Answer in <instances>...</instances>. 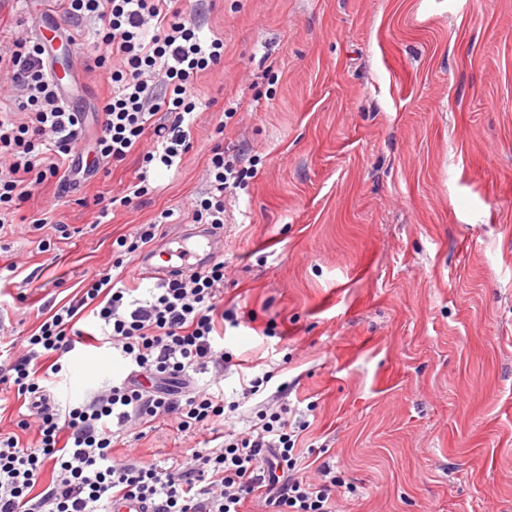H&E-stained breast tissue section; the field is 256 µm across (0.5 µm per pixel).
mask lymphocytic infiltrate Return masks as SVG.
I'll list each match as a JSON object with an SVG mask.
<instances>
[{
	"instance_id": "obj_1",
	"label": "lymphocytic infiltrate",
	"mask_w": 512,
	"mask_h": 512,
	"mask_svg": "<svg viewBox=\"0 0 512 512\" xmlns=\"http://www.w3.org/2000/svg\"><path fill=\"white\" fill-rule=\"evenodd\" d=\"M70 23L68 39L81 43L93 23L95 63L110 88L101 107L96 160L117 164L154 129L145 163L172 168L192 147L198 74L222 66L224 43L204 41L183 17L181 0H59ZM0 224L13 223L20 204L49 179L73 184L72 157L83 142L84 115L64 106L51 81L43 48L19 36L0 50ZM166 121L154 124L158 113ZM253 172L237 154L215 145L206 170L208 188L193 210L198 224H224V196ZM172 211L133 234L116 238L110 269L97 272L68 302L50 308L22 353L0 362V383L26 400L18 432H0V512H104L114 497L135 498L149 512H243L255 500L261 512H334L340 481L326 464L315 476L299 468L296 443L309 427L290 406L267 400L243 429L228 427L222 443L191 455L144 464L119 457L128 436L143 437L170 420L192 433L226 421L222 381L229 358L218 347L224 333V264L157 283L136 297L125 259L151 245ZM92 310L103 343L131 365L127 380L109 384L78 406L56 407L49 383L61 358L76 348V317ZM208 375L205 388L174 393L166 378ZM35 429V445L19 433ZM50 480H43V473Z\"/></svg>"
}]
</instances>
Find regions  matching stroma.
Here are the masks:
<instances>
[{
	"mask_svg": "<svg viewBox=\"0 0 512 512\" xmlns=\"http://www.w3.org/2000/svg\"><path fill=\"white\" fill-rule=\"evenodd\" d=\"M224 64L195 86L192 149L153 167L157 191L96 223V196L119 194L141 151L20 207L74 228L0 229V350L23 347L44 303L62 304L112 264V242L174 210L165 237L203 248L195 202L214 145L257 173L226 198L216 237L227 266L232 364L225 401L255 415L280 383L309 421L300 456L327 445L346 487L338 512H512V0H183ZM44 0L0 6V49L23 26L66 28ZM65 93L86 114V143L109 88L92 43L55 40ZM98 352L111 378L77 383ZM50 397L77 405L130 365L110 349L62 359ZM271 374L242 399L244 381ZM162 425L122 445L153 462L206 447Z\"/></svg>",
	"mask_w": 512,
	"mask_h": 512,
	"instance_id": "35a3bbf8",
	"label": "stroma"
}]
</instances>
